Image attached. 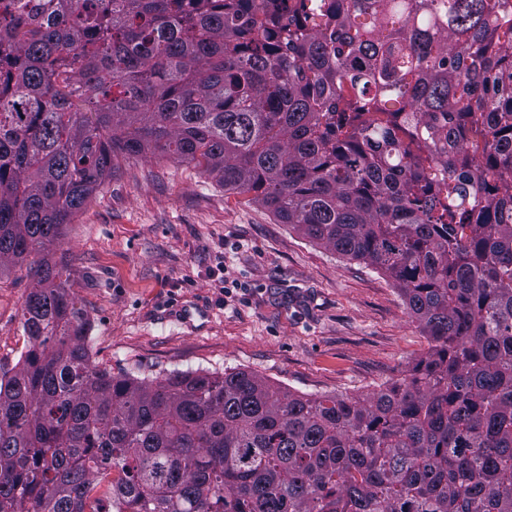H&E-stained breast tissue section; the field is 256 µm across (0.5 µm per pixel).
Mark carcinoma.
<instances>
[{
    "mask_svg": "<svg viewBox=\"0 0 512 512\" xmlns=\"http://www.w3.org/2000/svg\"><path fill=\"white\" fill-rule=\"evenodd\" d=\"M392 279L434 346L363 397L94 365L49 258L122 156ZM0 512H512V0H0ZM40 256L32 254L25 263L12 266L0 279V367L4 370H12L29 345L22 327V308L34 282L29 263Z\"/></svg>",
    "mask_w": 512,
    "mask_h": 512,
    "instance_id": "obj_1",
    "label": "carcinoma"
}]
</instances>
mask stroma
I'll return each instance as SVG.
<instances>
[{
  "mask_svg": "<svg viewBox=\"0 0 512 512\" xmlns=\"http://www.w3.org/2000/svg\"><path fill=\"white\" fill-rule=\"evenodd\" d=\"M90 323L94 365L134 378L239 368L298 394L366 395L430 347L393 281L316 245L192 165L120 159L52 248ZM242 282L225 295L223 277ZM29 264L0 276V368L29 339Z\"/></svg>",
  "mask_w": 512,
  "mask_h": 512,
  "instance_id": "obj_1",
  "label": "stroma"
}]
</instances>
